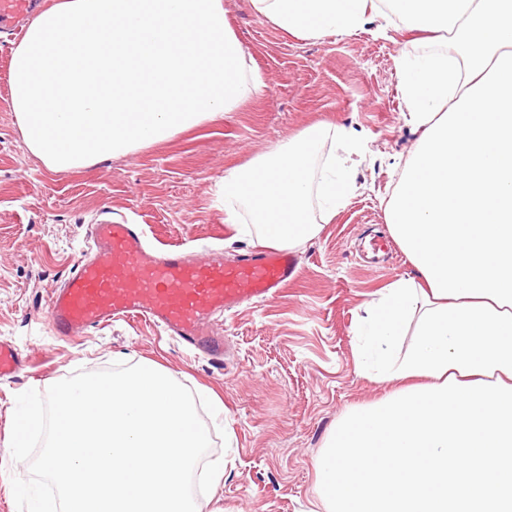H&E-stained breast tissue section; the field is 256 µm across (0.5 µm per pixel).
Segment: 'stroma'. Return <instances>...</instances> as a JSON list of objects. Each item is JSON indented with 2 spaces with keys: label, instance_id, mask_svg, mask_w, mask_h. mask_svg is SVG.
<instances>
[{
  "label": "stroma",
  "instance_id": "stroma-1",
  "mask_svg": "<svg viewBox=\"0 0 512 512\" xmlns=\"http://www.w3.org/2000/svg\"><path fill=\"white\" fill-rule=\"evenodd\" d=\"M230 27L264 75L263 95L213 122L93 166L52 171L26 147L9 91H0V342L29 361L0 379V512H18L10 438L15 397L46 392L77 370L153 363L193 393L224 404L204 416L210 459L225 463L211 507L224 512H309L314 463L337 421L387 388L355 364L354 327L374 293L413 267L400 246L369 259L362 240L389 234L387 198L415 139L403 114L397 65L416 52L404 28L298 38L258 14L251 0H224ZM324 122L356 131L365 156L347 205L299 247V277L279 296L215 315L223 364L187 351L144 320H118L68 340L53 336L46 303L79 257L96 252L101 210L142 225L148 248L181 246L232 260L257 247L225 223L217 185L226 170L287 144Z\"/></svg>",
  "mask_w": 512,
  "mask_h": 512
}]
</instances>
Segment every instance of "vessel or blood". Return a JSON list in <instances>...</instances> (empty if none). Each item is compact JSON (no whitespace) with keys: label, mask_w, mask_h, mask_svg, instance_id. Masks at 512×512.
Masks as SVG:
<instances>
[{"label":"vessel or blood","mask_w":512,"mask_h":512,"mask_svg":"<svg viewBox=\"0 0 512 512\" xmlns=\"http://www.w3.org/2000/svg\"><path fill=\"white\" fill-rule=\"evenodd\" d=\"M97 253L75 263L49 300L54 336L70 338L115 320L140 317L209 360L223 362L224 339L207 324L218 313L275 298L297 278L300 259L285 249H253L232 263L198 261L179 247L157 252L144 244L140 225L99 214L92 226ZM27 367L11 345L0 343V377Z\"/></svg>","instance_id":"1"}]
</instances>
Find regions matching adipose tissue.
<instances>
[{
  "mask_svg": "<svg viewBox=\"0 0 512 512\" xmlns=\"http://www.w3.org/2000/svg\"><path fill=\"white\" fill-rule=\"evenodd\" d=\"M295 37L421 34L397 78L417 135L388 199L415 268L364 305L356 366L389 385L316 461L325 512H512V0H251Z\"/></svg>",
  "mask_w": 512,
  "mask_h": 512,
  "instance_id": "ef3b65f1",
  "label": "adipose tissue"
}]
</instances>
